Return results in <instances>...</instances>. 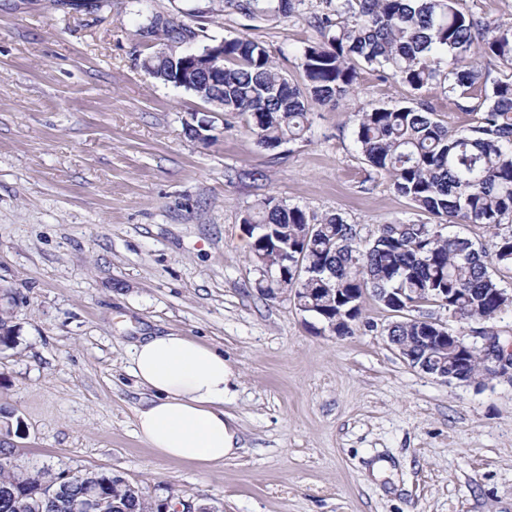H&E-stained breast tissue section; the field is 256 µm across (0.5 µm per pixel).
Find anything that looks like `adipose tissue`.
I'll use <instances>...</instances> for the list:
<instances>
[{"instance_id":"ef3b65f1","label":"adipose tissue","mask_w":512,"mask_h":512,"mask_svg":"<svg viewBox=\"0 0 512 512\" xmlns=\"http://www.w3.org/2000/svg\"><path fill=\"white\" fill-rule=\"evenodd\" d=\"M129 357L132 377L148 393L135 413L137 436L158 458L223 466L238 448L234 418L224 410L232 372L223 351L169 332L142 337Z\"/></svg>"}]
</instances>
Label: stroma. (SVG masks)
Returning <instances> with one entry per match:
<instances>
[{
    "label": "stroma",
    "instance_id": "1",
    "mask_svg": "<svg viewBox=\"0 0 512 512\" xmlns=\"http://www.w3.org/2000/svg\"><path fill=\"white\" fill-rule=\"evenodd\" d=\"M175 15L187 47L245 36L290 82L317 31L250 20L224 0H0V295L15 342L0 345V405L32 470L100 471L145 497L220 512H512V380L445 382L413 368L365 297L347 336L318 332L256 290L241 218L272 197L340 214L362 241L380 224L432 223L364 163L355 106L412 91L360 69L356 101L311 104L304 139L267 149L235 115L151 79ZM199 116L208 139L189 135ZM177 332L223 350L225 410L240 450L202 470L156 457L135 433L142 394L128 347ZM148 23L143 27V33L147 35L153 36H162L163 40H165L169 44H165L170 50L167 53L165 52V48L160 49L154 56H151L148 60L145 61L144 67L147 73L155 78L163 82L164 84L169 83L168 69L171 65V58L174 56L177 59L182 58L187 55H201L204 54L207 50V47L198 52H182L178 51L176 48V44H181L187 40H190L195 37V32L191 30L189 26H187L182 20L177 17L171 15H163V14H153L148 19ZM173 48L175 49L173 51ZM167 49V48H166Z\"/></svg>",
    "mask_w": 512,
    "mask_h": 512
}]
</instances>
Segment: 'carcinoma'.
<instances>
[{
	"mask_svg": "<svg viewBox=\"0 0 512 512\" xmlns=\"http://www.w3.org/2000/svg\"><path fill=\"white\" fill-rule=\"evenodd\" d=\"M458 0H341L332 11L312 12L304 20L326 41L306 46L301 68L305 83L289 82L261 42L237 37L224 40V111L245 119L260 145L276 148L300 140L310 130L308 101L318 104L354 99L363 65L381 78H392L413 91L440 86L450 96L481 97L469 107L475 125L456 134L434 117L431 108L359 107L353 112V134L368 166L390 179L394 191L428 213L435 224L388 222L375 238L361 245L355 225L338 214L319 217L298 206L265 198L242 217L243 224H263L279 240L294 245L308 240L302 257L311 274L294 282H258L260 293L274 300L298 288L292 299L322 320L320 312H339L356 304L361 315L364 295H392L394 312L434 301L458 321H495L501 314L500 284L485 252L462 237L442 234L443 224H482L495 231V259L512 266V26L480 20L457 7ZM224 5L252 19L287 18L292 0H224ZM161 36L170 51L160 49L145 61L153 78L168 83L171 58L185 56L176 45L195 37L182 20L154 14L143 27ZM498 60L504 73L487 87L477 58ZM249 257L256 268L275 269L293 259L275 246L251 241ZM318 288V293H307ZM430 319L404 318L384 328L387 336L411 348L417 361L448 365V380L482 381L481 363L473 356H452L446 342L419 343ZM11 450L0 445V512H25L22 503L39 498L43 474L15 464ZM107 501L103 512H158V501L138 486L119 483L112 475L88 472Z\"/></svg>",
	"mask_w": 512,
	"mask_h": 512,
	"instance_id": "cac0c4a2",
	"label": "carcinoma"
}]
</instances>
